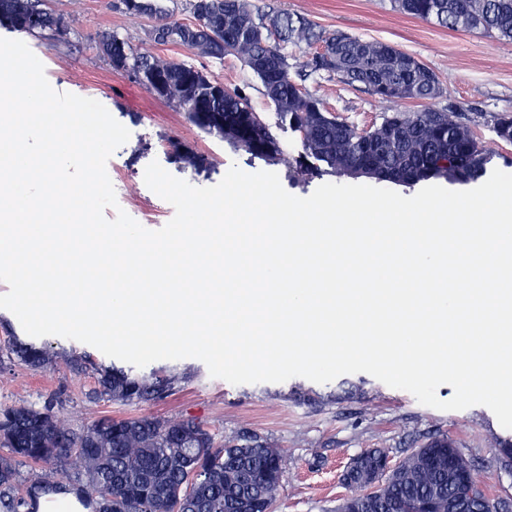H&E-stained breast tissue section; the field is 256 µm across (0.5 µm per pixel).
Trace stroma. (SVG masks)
<instances>
[{
  "instance_id": "obj_1",
  "label": "stroma",
  "mask_w": 512,
  "mask_h": 512,
  "mask_svg": "<svg viewBox=\"0 0 512 512\" xmlns=\"http://www.w3.org/2000/svg\"><path fill=\"white\" fill-rule=\"evenodd\" d=\"M262 14L288 12L306 18L327 33L350 35L398 46L434 71L443 88L433 107L455 104L483 141L495 144L492 168L512 173V143L494 141L490 118L512 115V41L482 33L452 31L394 11L391 0H252ZM61 15L66 37L50 39L0 26V38L25 42L44 66L52 88L100 102L131 133L107 162L117 210L150 230L169 222L171 204L144 183V171L156 161L173 176L195 187L217 184L231 165L254 173L273 170L283 188L298 197L309 196L325 183H348V176L323 174L307 180L290 177L286 166H268L223 138L199 130L187 115L175 111L126 72L117 71L96 48L98 34L109 28L128 38L138 50L151 49L147 33L156 19L132 16L114 9L112 0H47ZM163 55L205 66L228 89H240L256 112L274 120L275 108L263 94L258 78L241 60L201 58L168 46ZM325 107L341 120L367 130L379 123L392 103L380 100L335 76H315L305 83ZM152 369L175 367L190 378L169 397L148 403L123 404L108 399L88 400L94 388L91 372H74L66 363L51 371H34L18 364L0 371V404L43 405L60 395L58 415L79 431L101 416L115 418L154 415L192 417L203 421L217 438L233 440L252 431L268 438L284 465L273 512H336L346 490L339 474L366 448L386 449L401 459L428 438L454 439L472 461L491 498L512 504V465H506L497 442L512 439L486 406L443 411L420 404L404 390L393 389L366 373L346 374L318 384L302 377L282 383L233 385L211 377L195 358L152 362Z\"/></svg>"
}]
</instances>
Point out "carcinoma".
<instances>
[{
  "label": "carcinoma",
  "instance_id": "obj_1",
  "mask_svg": "<svg viewBox=\"0 0 512 512\" xmlns=\"http://www.w3.org/2000/svg\"><path fill=\"white\" fill-rule=\"evenodd\" d=\"M46 0H0V25L28 33L61 37L62 18L45 8ZM394 10L435 22L453 31L482 30L512 41V0H392ZM194 22H165L148 32L157 45H176L205 57L240 58L261 81L274 104L271 124L239 91L216 95L213 75L195 65L150 51L137 52L113 31L101 33L98 50L112 65L131 76L159 73L167 89L184 96L164 98L188 119L194 110L221 112L224 129L215 131L238 149L268 164L285 163L304 179L313 174H347L351 164L366 163L363 176L414 185L445 178L462 184L487 173L494 151L474 137L454 104L435 109L395 108L368 131L336 118L291 75L288 43L318 46L306 62V76L336 74L387 102H427L442 88L436 74L414 56L382 42H367L342 33L315 31L288 13L263 15L252 0H192ZM288 128L302 134L303 154L290 161L276 133ZM496 138L512 142V115L493 117ZM10 361L31 370L51 371L64 357L83 372L92 368L96 387L90 398L120 403L162 400L181 388L186 373L176 368L136 374L112 363H93L86 355L58 352L46 343L12 335ZM456 447L448 437L429 439L396 464L397 475L374 496L362 501L363 512H417L429 503L448 512L457 484L448 474V453ZM361 464L375 468L388 457L383 448L360 452ZM43 463L48 474L17 487V466ZM283 458L265 437L248 433L224 442L192 418L102 417L76 432L58 418L55 404L0 407V512H36L39 496L70 491L93 512H271L279 488L275 474ZM501 503L477 492L465 500L463 512H499Z\"/></svg>",
  "mask_w": 512,
  "mask_h": 512
}]
</instances>
